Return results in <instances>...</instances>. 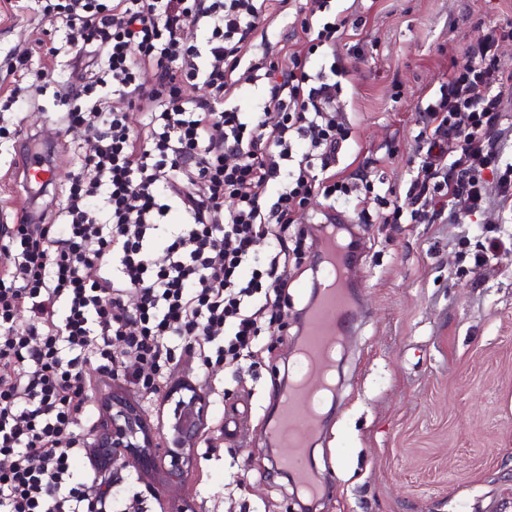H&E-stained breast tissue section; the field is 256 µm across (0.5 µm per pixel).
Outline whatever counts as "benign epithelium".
Returning <instances> with one entry per match:
<instances>
[{"label": "benign epithelium", "instance_id": "benign-epithelium-1", "mask_svg": "<svg viewBox=\"0 0 512 512\" xmlns=\"http://www.w3.org/2000/svg\"><path fill=\"white\" fill-rule=\"evenodd\" d=\"M178 396L173 418L168 423L169 438L159 444L154 441L140 407L119 393L105 401L103 433L96 447L112 449V463L135 462L142 469L168 462L167 481L180 482L191 450L208 425V401L193 386L182 385L169 391L168 397Z\"/></svg>", "mask_w": 512, "mask_h": 512}]
</instances>
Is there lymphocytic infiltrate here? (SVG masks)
<instances>
[{"instance_id":"lymphocytic-infiltrate-1","label":"lymphocytic infiltrate","mask_w":512,"mask_h":512,"mask_svg":"<svg viewBox=\"0 0 512 512\" xmlns=\"http://www.w3.org/2000/svg\"><path fill=\"white\" fill-rule=\"evenodd\" d=\"M43 20L69 28L104 66L66 114L80 124L96 111L92 153L79 156L58 224L19 218L0 227V512H84L75 426L93 389L80 366L158 393L173 345L203 349V364L237 361L278 303L286 233L320 196L349 200L336 168L349 138L330 107L347 66L309 74L318 49L334 50L346 19L330 0H305L301 44L288 68L255 49L262 22L287 0H41ZM204 38L188 43L186 22ZM512 20L481 30L468 60L419 113L417 164L405 204L390 202L380 223L409 211L419 224H454L480 210L489 188L512 201V161L499 149L503 96L512 68L498 55ZM157 71L141 81L143 67ZM264 81L257 111L227 96ZM205 86L208 98L195 95ZM140 123H132V111ZM235 206L225 210V198ZM180 213L181 223L170 221ZM275 246L259 257L263 239ZM96 267L101 275L85 276ZM133 296L127 307L125 296ZM28 313V328L16 325ZM132 370L118 372L117 357Z\"/></svg>"}]
</instances>
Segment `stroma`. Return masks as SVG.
Instances as JSON below:
<instances>
[{
	"label": "stroma",
	"instance_id": "obj_1",
	"mask_svg": "<svg viewBox=\"0 0 512 512\" xmlns=\"http://www.w3.org/2000/svg\"><path fill=\"white\" fill-rule=\"evenodd\" d=\"M335 9L361 20L335 54L319 53L310 68H329L359 44L346 88L335 103L352 136L341 164L370 156L375 163L353 193L378 212V195L404 201L410 161L417 153L418 111L434 101L448 75L467 60L482 24L512 19V0H336ZM37 0L19 13L0 0V87H11L17 56L46 64L48 88L23 85L0 139V225L28 204L18 170L23 140L33 136L54 167L55 179L36 203L53 223L74 172V149H90L80 125L66 126V93L89 81L93 68L75 63L72 35L43 21ZM57 57L46 56L49 47ZM328 209L313 198L300 213L294 251L280 273L287 312L264 325L239 364L199 365L181 356L163 385L149 395L123 379L93 390L91 411L79 423L81 442H94L111 391L139 402L156 441H163L174 402L166 391L200 388L209 402L208 426L191 452L180 484H166L164 467L130 464L98 468L84 455L78 467L114 482L118 501L138 498L143 512H293L304 501L273 459L269 418L278 392L295 368L300 341L296 313L317 278V227ZM342 218L357 238L352 320L338 351L341 386L324 406L311 461L328 490L320 512H512V249L481 268L471 255L480 229L512 225V206L491 199L457 224L358 223Z\"/></svg>",
	"mask_w": 512,
	"mask_h": 512
}]
</instances>
